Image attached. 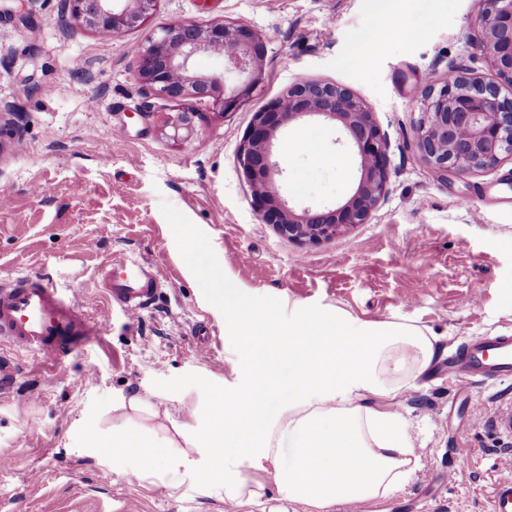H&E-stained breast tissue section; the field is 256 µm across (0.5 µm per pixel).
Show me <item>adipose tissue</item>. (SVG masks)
<instances>
[{"instance_id": "adipose-tissue-1", "label": "adipose tissue", "mask_w": 512, "mask_h": 512, "mask_svg": "<svg viewBox=\"0 0 512 512\" xmlns=\"http://www.w3.org/2000/svg\"><path fill=\"white\" fill-rule=\"evenodd\" d=\"M247 371L237 387L216 389L194 425L139 394L112 403V419L82 425L84 447L137 456L138 479L201 475L241 512H330L339 502L388 497L420 456L407 420L388 402L431 367L439 338L395 317L366 321L344 309L298 308L280 324L268 309H231ZM272 468L278 491L243 478L241 462Z\"/></svg>"}]
</instances>
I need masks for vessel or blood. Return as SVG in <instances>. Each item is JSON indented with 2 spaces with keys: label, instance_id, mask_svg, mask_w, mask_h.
<instances>
[{
  "label": "vessel or blood",
  "instance_id": "1",
  "mask_svg": "<svg viewBox=\"0 0 512 512\" xmlns=\"http://www.w3.org/2000/svg\"><path fill=\"white\" fill-rule=\"evenodd\" d=\"M163 280L157 267L128 256L112 259L100 273V284L110 302L134 317L160 294ZM104 326V320L90 318L44 274L26 273L0 287V342L41 362H61L97 341ZM18 375L16 361L1 356V396L14 390ZM448 375L462 386L483 380L512 381V331L481 336L465 344L458 359L449 363ZM489 512H512L511 479L492 485Z\"/></svg>",
  "mask_w": 512,
  "mask_h": 512
}]
</instances>
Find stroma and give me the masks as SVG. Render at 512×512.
I'll return each mask as SVG.
<instances>
[{
	"mask_svg": "<svg viewBox=\"0 0 512 512\" xmlns=\"http://www.w3.org/2000/svg\"><path fill=\"white\" fill-rule=\"evenodd\" d=\"M378 0H160L149 26L180 19L243 23L267 43L247 104L180 144L160 128L170 102L135 78L145 33L110 39L83 29L58 0H29L32 22L0 14V282L41 272L91 317L101 343L48 366L19 355L22 374L0 397V512H226L205 481L136 478V457L82 447L79 418L109 419L118 393L202 416L214 387L242 382L236 338L213 296L230 278L241 305L287 321L292 305L341 307L366 320L401 317L439 338L437 361L392 401L420 453L409 480L363 512H488L491 485L512 479V384L462 388L448 364L471 338L512 329V160L441 176L414 134L422 92L449 62L494 72L467 27L484 0H392V25L418 30L347 64ZM81 69H73V62ZM306 76L349 88L371 107L389 144L387 193L368 223L318 245L296 244L259 220L237 153L255 112ZM334 123L312 117L278 132L281 195L324 207L345 199L358 161ZM307 150L290 151L291 142ZM340 154L321 163L312 146ZM204 264H195L193 250ZM119 253L161 268L160 297L128 319L99 286ZM468 469L458 472L459 457Z\"/></svg>",
	"mask_w": 512,
	"mask_h": 512,
	"instance_id": "35a3bbf8",
	"label": "stroma"
}]
</instances>
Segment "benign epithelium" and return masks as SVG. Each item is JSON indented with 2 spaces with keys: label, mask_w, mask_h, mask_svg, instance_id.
<instances>
[{
  "label": "benign epithelium",
  "mask_w": 512,
  "mask_h": 512,
  "mask_svg": "<svg viewBox=\"0 0 512 512\" xmlns=\"http://www.w3.org/2000/svg\"><path fill=\"white\" fill-rule=\"evenodd\" d=\"M159 0H64L66 12L82 27L105 38L145 26ZM467 35L478 43L495 78L471 76L450 63L434 78L420 101L415 138L423 157L440 174L467 175L512 158V0H485ZM199 55L224 59V71L198 75ZM266 42L244 24L174 21L146 34L138 47L137 80L147 92L177 103L165 135L183 141L197 135L210 114L239 109L260 79ZM238 83L229 86L224 73ZM333 122L359 159L357 187L344 202L323 208L290 206L276 188L282 170L273 158L277 133L301 120ZM254 188L264 223L290 242L319 244L368 223L387 192L389 146L371 107L350 89L307 77L295 79L283 94L255 113L237 155Z\"/></svg>",
  "instance_id": "benign-epithelium-1"
}]
</instances>
